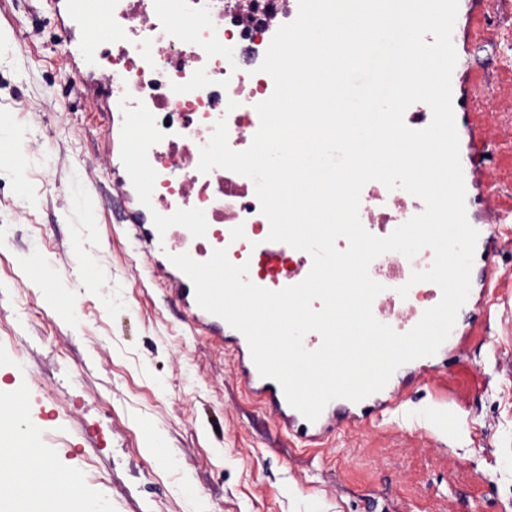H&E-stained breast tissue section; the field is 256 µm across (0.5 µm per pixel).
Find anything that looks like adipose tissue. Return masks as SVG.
<instances>
[{
	"mask_svg": "<svg viewBox=\"0 0 512 512\" xmlns=\"http://www.w3.org/2000/svg\"><path fill=\"white\" fill-rule=\"evenodd\" d=\"M25 416L15 411L0 417V485L8 488L20 508L44 506L55 495L69 491L67 474L45 475L39 460L26 452Z\"/></svg>",
	"mask_w": 512,
	"mask_h": 512,
	"instance_id": "ef3b65f1",
	"label": "adipose tissue"
}]
</instances>
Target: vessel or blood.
Instances as JSON below:
<instances>
[{
	"mask_svg": "<svg viewBox=\"0 0 512 512\" xmlns=\"http://www.w3.org/2000/svg\"><path fill=\"white\" fill-rule=\"evenodd\" d=\"M466 7V23L454 27V41L467 39L474 31L480 29L485 21L479 6V0H460ZM482 79L472 69L456 65L452 75V104L455 124L460 142V159L466 188L465 206L470 224L479 232L474 258V266L481 274L477 280L476 293L470 294L463 305L462 314H469L477 309L483 300L481 294L486 279H489L498 268L497 257L500 251V224L506 223L505 213L495 208L485 181L483 156L488 154L490 140L487 132L476 130L469 122V105L474 89L481 87ZM153 116L142 113L136 116L125 115L116 124V134L124 148H135L137 161H125L118 171L114 184L129 196L132 208L128 220L134 230V238L138 247L148 251L157 258V271L171 284L173 292L183 309L189 314L196 329L202 330L214 340L228 346L234 359L236 376L244 390L256 399L264 409L289 434L305 443H315L332 432L336 427V406L328 404L316 421L307 420L298 410L287 402L281 385L274 379L262 377L251 356L248 342L239 331L232 328L222 318L203 310L196 301L195 289L190 278L176 268L170 261L171 255L183 252L197 256L198 249L207 245L209 227L196 224L192 227L189 244L179 241L180 227L172 216L161 213L152 203L151 195L144 176L143 159L152 151L149 141H132L130 131L134 128L145 129L151 126ZM268 228L253 231L251 226L237 225L227 232L226 248L234 249L245 246L250 255L274 259L277 256L291 253L292 248L282 242L268 241ZM312 266L311 256H304L299 271L295 274H282L269 277L258 273H250V280L263 288L279 290L304 280ZM448 361L447 347H440L435 355L422 357L401 366L393 374L391 383L357 403H349L346 407L345 419L350 423H362L373 417H381L382 413L391 408L390 398L393 386L404 381L408 376L419 377L440 371Z\"/></svg>",
	"mask_w": 512,
	"mask_h": 512,
	"instance_id": "1",
	"label": "vessel or blood"
}]
</instances>
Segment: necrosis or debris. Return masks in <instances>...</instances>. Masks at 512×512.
Segmentation results:
<instances>
[{"label":"necrosis or debris","instance_id":"necrosis-or-debris-1","mask_svg":"<svg viewBox=\"0 0 512 512\" xmlns=\"http://www.w3.org/2000/svg\"><path fill=\"white\" fill-rule=\"evenodd\" d=\"M258 3L252 10L241 0H178V22L161 25L156 17L165 0H110L112 48L100 53L112 62L103 77L113 105L161 115L153 135L166 146L145 165L152 193L181 223L209 225L217 243L225 225L266 221L250 178L223 168L195 177L215 123L226 120L233 150L247 149L260 126L255 106L274 90L259 66L278 28L295 20L298 0ZM423 209L405 190L372 181L361 192L359 217L365 224H402ZM432 262L427 248L411 260L388 252L370 264L369 274L395 288Z\"/></svg>","mask_w":512,"mask_h":512}]
</instances>
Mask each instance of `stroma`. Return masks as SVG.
I'll list each match as a JSON object with an SVG mask.
<instances>
[{
    "label": "stroma",
    "mask_w": 512,
    "mask_h": 512,
    "mask_svg": "<svg viewBox=\"0 0 512 512\" xmlns=\"http://www.w3.org/2000/svg\"><path fill=\"white\" fill-rule=\"evenodd\" d=\"M84 39L67 7L0 0V402L23 404L31 451L79 476L97 512H512V223L455 339L462 365L409 384L381 420L303 443L135 245ZM478 68L503 91L470 112L507 213L512 66Z\"/></svg>",
    "instance_id": "1"
}]
</instances>
